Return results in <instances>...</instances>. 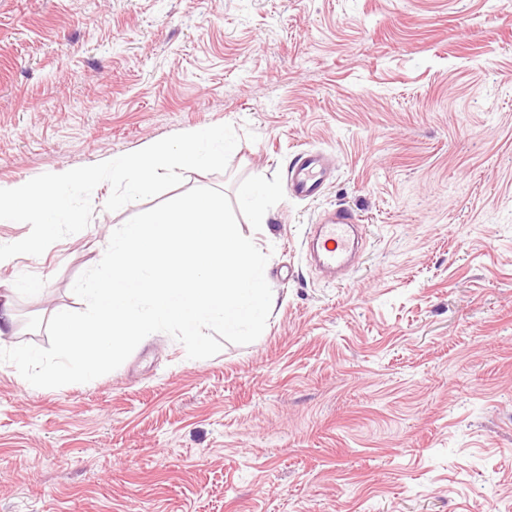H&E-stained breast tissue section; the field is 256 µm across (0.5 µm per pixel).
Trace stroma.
Listing matches in <instances>:
<instances>
[{
	"label": "stroma",
	"instance_id": "obj_1",
	"mask_svg": "<svg viewBox=\"0 0 512 512\" xmlns=\"http://www.w3.org/2000/svg\"><path fill=\"white\" fill-rule=\"evenodd\" d=\"M228 123L230 198L268 252L261 336L164 333L87 383L0 363V512H512V7L506 0H0V187ZM310 149L335 170L288 194ZM261 184V214L242 201ZM0 267V346L49 344L76 279L155 199ZM365 226L341 282L306 232ZM333 174L327 156L320 151L303 150L294 157L288 170V191L292 197L319 198Z\"/></svg>",
	"mask_w": 512,
	"mask_h": 512
}]
</instances>
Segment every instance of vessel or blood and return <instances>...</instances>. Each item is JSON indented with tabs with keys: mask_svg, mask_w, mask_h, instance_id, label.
<instances>
[{
	"mask_svg": "<svg viewBox=\"0 0 512 512\" xmlns=\"http://www.w3.org/2000/svg\"><path fill=\"white\" fill-rule=\"evenodd\" d=\"M332 174L329 160L323 152L300 151L288 170V191L295 198L317 199L323 194ZM357 221L351 209L340 206L311 225L315 241L314 260L319 269L334 274L346 268L350 256L358 248L354 234Z\"/></svg>",
	"mask_w": 512,
	"mask_h": 512,
	"instance_id": "1",
	"label": "vessel or blood"
}]
</instances>
